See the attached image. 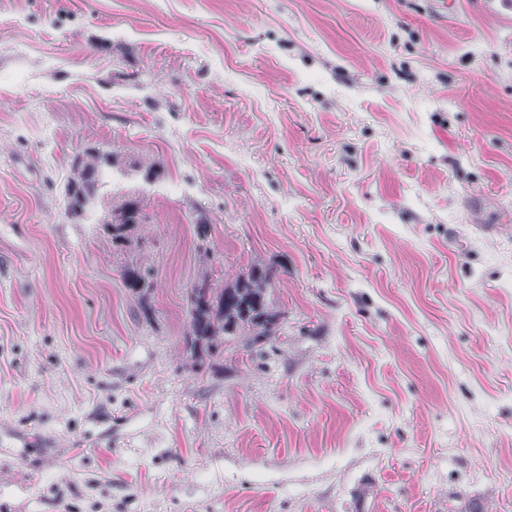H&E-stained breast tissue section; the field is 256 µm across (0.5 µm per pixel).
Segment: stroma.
<instances>
[{
	"label": "stroma",
	"mask_w": 512,
	"mask_h": 512,
	"mask_svg": "<svg viewBox=\"0 0 512 512\" xmlns=\"http://www.w3.org/2000/svg\"><path fill=\"white\" fill-rule=\"evenodd\" d=\"M0 512H512V0H0ZM85 155L90 159H85ZM110 165V155L106 154L86 153L74 157L72 162L74 173L65 186L67 209L73 218H82L100 185L102 169ZM146 216L139 198L121 201L112 208L110 219L103 224L104 232L112 240L117 251H123L132 243V233L139 224H144ZM119 273L123 287L139 303L140 310L148 317L152 312L149 298L155 287L151 270L132 258L120 267ZM282 272L274 265H252L231 283L219 285L212 275L194 281L186 302L192 371L205 359L224 357V343L234 337L258 343L277 335L281 314L270 308L267 293Z\"/></svg>",
	"instance_id": "1"
}]
</instances>
